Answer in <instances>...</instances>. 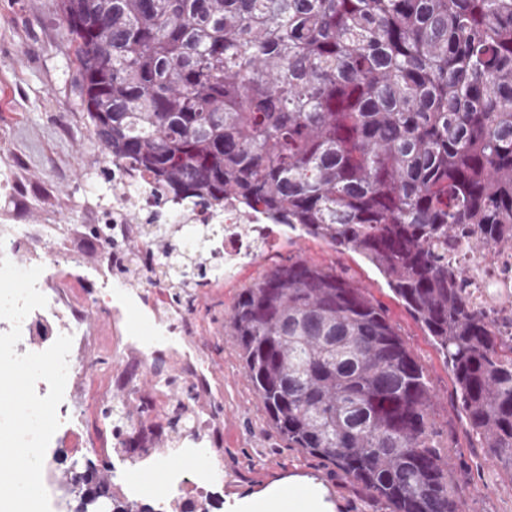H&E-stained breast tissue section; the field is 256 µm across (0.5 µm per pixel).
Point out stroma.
Masks as SVG:
<instances>
[{
    "label": "stroma",
    "instance_id": "obj_1",
    "mask_svg": "<svg viewBox=\"0 0 512 512\" xmlns=\"http://www.w3.org/2000/svg\"><path fill=\"white\" fill-rule=\"evenodd\" d=\"M75 72L57 0H0V225L26 224L35 232L54 226L46 247L89 267L97 260L89 228L100 223L111 203L112 185L102 174V150L75 109ZM299 258L336 267L385 309L435 395L434 443L448 461V482L462 491L468 512H512V484L479 448L461 413L454 377L432 338L362 256L296 235L246 261L221 287L195 292L201 325L193 346L206 351L213 374L224 383L219 448L211 457L223 481L208 512H225L226 501L293 475L312 477L326 489L336 512H388L335 468L289 447L276 433L225 327L242 288L273 265Z\"/></svg>",
    "mask_w": 512,
    "mask_h": 512
}]
</instances>
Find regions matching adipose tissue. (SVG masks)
Returning a JSON list of instances; mask_svg holds the SVG:
<instances>
[{
	"label": "adipose tissue",
	"instance_id": "obj_1",
	"mask_svg": "<svg viewBox=\"0 0 512 512\" xmlns=\"http://www.w3.org/2000/svg\"><path fill=\"white\" fill-rule=\"evenodd\" d=\"M225 509L226 512H335L319 484L312 478L297 476L227 503Z\"/></svg>",
	"mask_w": 512,
	"mask_h": 512
}]
</instances>
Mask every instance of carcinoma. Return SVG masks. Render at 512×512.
Instances as JSON below:
<instances>
[{
	"instance_id": "obj_1",
	"label": "carcinoma",
	"mask_w": 512,
	"mask_h": 512,
	"mask_svg": "<svg viewBox=\"0 0 512 512\" xmlns=\"http://www.w3.org/2000/svg\"><path fill=\"white\" fill-rule=\"evenodd\" d=\"M103 173L184 213L233 201L362 255L441 349L512 480V335L464 247L512 252V0H58ZM179 304L207 224H142ZM272 427L389 512H466L435 396L385 311L333 268L281 265L227 322Z\"/></svg>"
}]
</instances>
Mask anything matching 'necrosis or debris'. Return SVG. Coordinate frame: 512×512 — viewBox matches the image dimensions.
Wrapping results in <instances>:
<instances>
[{
    "label": "necrosis or debris",
    "instance_id": "necrosis-or-debris-1",
    "mask_svg": "<svg viewBox=\"0 0 512 512\" xmlns=\"http://www.w3.org/2000/svg\"><path fill=\"white\" fill-rule=\"evenodd\" d=\"M145 204L136 198H121L112 202L114 228L110 242L105 243L98 256L97 268L101 276L98 288L85 290L63 274L64 260L58 252H36L30 263L42 266L37 288L46 297L47 305L33 310L21 326L17 353L42 352L63 334L73 337L68 358V377L64 399L57 408L60 419L58 431L69 437L75 453L83 457H104L129 443L144 444L140 473L164 472L168 495L156 500L154 512H171L174 505L194 502L204 507L211 490L218 486L203 436L212 435L218 423L204 410L193 412L197 437L182 439L176 452L157 448L147 443L150 416L164 413L186 402L188 394L214 392L209 370L197 352L186 351L198 327L195 314L173 307L170 290L164 283L151 281L144 287L123 290L113 287L110 271L127 267L129 252L123 239L129 237L130 227L139 223ZM191 220L196 224L219 221L224 226V274L233 276L245 258L258 250L269 248L275 236L267 217L258 210H242L225 204L223 214L211 218L203 210H196ZM464 265L473 268L470 286L486 307L496 304L495 291L502 280L512 281V254L499 257L492 264L477 262L472 256H463ZM107 312L111 317L108 330V356L135 361L137 366L150 370L154 391L146 399V411L135 412L120 433H109L93 428L92 422L103 409L111 406V367L105 357L89 351L93 330L88 326L89 311ZM137 314L143 322L138 335L124 331L128 314Z\"/></svg>",
    "mask_w": 512,
    "mask_h": 512
}]
</instances>
